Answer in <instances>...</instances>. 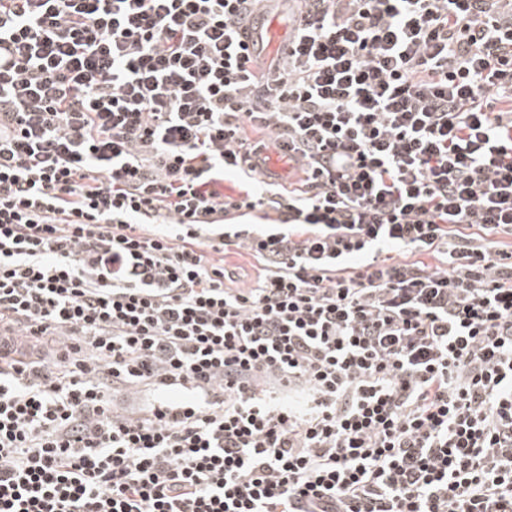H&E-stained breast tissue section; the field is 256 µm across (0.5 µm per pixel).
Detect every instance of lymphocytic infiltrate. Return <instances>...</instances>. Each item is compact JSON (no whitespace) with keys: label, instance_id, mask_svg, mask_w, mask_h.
<instances>
[{"label":"lymphocytic infiltrate","instance_id":"obj_1","mask_svg":"<svg viewBox=\"0 0 512 512\" xmlns=\"http://www.w3.org/2000/svg\"><path fill=\"white\" fill-rule=\"evenodd\" d=\"M266 3L0 0V512H512V0ZM251 37L247 42L251 53L266 55L286 42L288 26L258 15L251 21ZM292 164L288 162V151H274L270 153V159L266 165L262 166L263 172L269 177H284L281 181H272L277 187L285 193L288 189H303L304 182L302 175L298 171H291ZM287 175V176H286ZM286 176V177H285ZM224 269L226 271L225 287L244 288L255 279L258 264L247 249L229 246L224 250Z\"/></svg>","mask_w":512,"mask_h":512}]
</instances>
